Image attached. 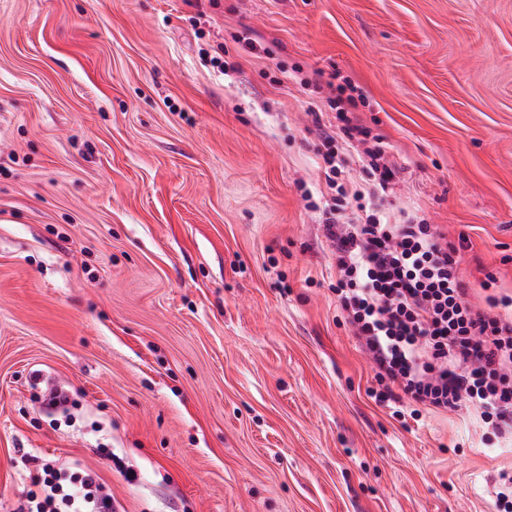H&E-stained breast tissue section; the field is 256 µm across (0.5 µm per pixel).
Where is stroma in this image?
Here are the masks:
<instances>
[{
    "label": "stroma",
    "mask_w": 512,
    "mask_h": 512,
    "mask_svg": "<svg viewBox=\"0 0 512 512\" xmlns=\"http://www.w3.org/2000/svg\"><path fill=\"white\" fill-rule=\"evenodd\" d=\"M337 73L384 210L468 237L474 303L512 289V0H0V512L26 452L118 512H494L512 446L402 424L337 318L304 200ZM41 407L45 412L52 413L65 410L71 403L69 391L63 386H54L40 397Z\"/></svg>",
    "instance_id": "1"
}]
</instances>
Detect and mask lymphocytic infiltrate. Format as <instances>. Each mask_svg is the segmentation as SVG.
I'll list each match as a JSON object with an SVG mask.
<instances>
[{
	"label": "lymphocytic infiltrate",
	"instance_id": "1",
	"mask_svg": "<svg viewBox=\"0 0 512 512\" xmlns=\"http://www.w3.org/2000/svg\"><path fill=\"white\" fill-rule=\"evenodd\" d=\"M327 104L335 129L319 132L324 189L321 210L335 254L338 307L378 376L379 404L399 419L419 407L476 409L499 438L512 437V294L494 277L481 283L483 306L470 300L460 249L435 225L407 213L389 222L379 206L395 177L380 136L360 123L363 90L348 79ZM357 147L365 179L351 188L341 144ZM39 489L19 512H113L91 470L71 472L29 459Z\"/></svg>",
	"mask_w": 512,
	"mask_h": 512
}]
</instances>
